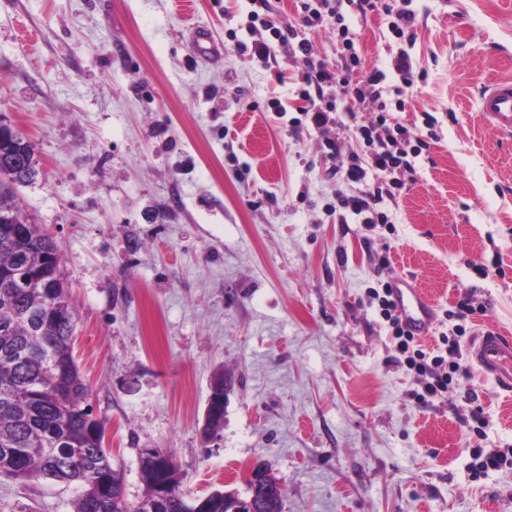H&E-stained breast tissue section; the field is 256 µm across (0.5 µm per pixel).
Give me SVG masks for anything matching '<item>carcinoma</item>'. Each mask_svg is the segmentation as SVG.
<instances>
[{
    "label": "carcinoma",
    "instance_id": "cac0c4a2",
    "mask_svg": "<svg viewBox=\"0 0 512 512\" xmlns=\"http://www.w3.org/2000/svg\"><path fill=\"white\" fill-rule=\"evenodd\" d=\"M39 175L34 153L0 146V272L31 264L45 279L16 288L0 275V475L79 487L74 512H200L199 498L161 499L153 508L119 498L124 472L105 446L106 421L93 415L90 389L72 351L77 314L53 237L23 218L20 181ZM165 472L141 469L147 498L161 479L179 483L167 452Z\"/></svg>",
    "mask_w": 512,
    "mask_h": 512
}]
</instances>
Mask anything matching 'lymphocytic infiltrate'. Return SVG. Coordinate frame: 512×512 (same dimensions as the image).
Listing matches in <instances>:
<instances>
[{
	"label": "lymphocytic infiltrate",
	"instance_id": "f902f5d3",
	"mask_svg": "<svg viewBox=\"0 0 512 512\" xmlns=\"http://www.w3.org/2000/svg\"><path fill=\"white\" fill-rule=\"evenodd\" d=\"M345 5L359 14L383 10L386 15L392 16L391 31L399 37L404 36L415 22L412 10L387 4L382 6L378 0H303L302 22L309 28L320 26L326 19H337ZM336 42L341 50L336 67L332 70L316 59L309 40L298 42L296 49L302 58L303 71L296 96L302 100L301 112L313 129L324 134L322 146L326 154L333 158L341 155L342 145L339 140L326 137L325 132L330 127L342 124L338 98L376 105L378 114L375 118L354 126L364 146L363 152L350 155L339 174L346 183L356 187L355 193L344 196L341 201L346 214L360 219L368 228H383L390 222L383 205L405 191L403 175L412 170L411 159L420 155L424 146L423 140L415 132L393 121L387 114L391 107L403 110L404 102L399 100L390 105L385 100L388 74L399 76L404 85H412V58L408 52L401 50L392 55L388 70L367 72L362 67L357 49V35L350 26L337 24ZM334 86L340 87V97L329 95V88ZM372 298L378 304L382 319L388 324L396 353L418 377L421 386L419 400L429 403L442 397L460 368L459 361L463 354L459 339L465 335V322L474 312L471 295L463 294L457 301L452 313L457 325L452 335L440 339L446 348L445 354L435 356L417 348L414 335L406 329L398 311L391 286L373 292Z\"/></svg>",
	"mask_w": 512,
	"mask_h": 512
}]
</instances>
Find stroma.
Instances as JSON below:
<instances>
[{"mask_svg": "<svg viewBox=\"0 0 512 512\" xmlns=\"http://www.w3.org/2000/svg\"><path fill=\"white\" fill-rule=\"evenodd\" d=\"M328 69L331 25L271 0ZM411 39L390 19L349 17L364 71L412 57L393 118L431 137L387 202L392 230L341 222L353 186L334 176L351 131L294 129L302 69L291 46L254 53L252 0H0V121L38 162L23 216L61 249L78 322L73 354L107 421L128 500L144 448L172 455L191 497L244 492L255 459L283 480V512H512V468L475 476L472 447L512 448V394L474 363L425 404L393 360L369 291L408 277L432 300L423 349L451 333L512 335V134L485 122L481 92L512 79V0H409ZM207 30L221 57L196 56ZM279 100L283 111L267 110ZM340 139L328 157L324 137ZM497 263L482 277L478 263ZM231 381L224 429L200 434L216 372ZM482 407L477 434L465 423ZM76 486L0 476V512H73ZM390 70L400 77L407 88L412 86L413 62L408 52L401 50L392 55L389 63Z\"/></svg>", "mask_w": 512, "mask_h": 512, "instance_id": "35a3bbf8", "label": "stroma"}]
</instances>
